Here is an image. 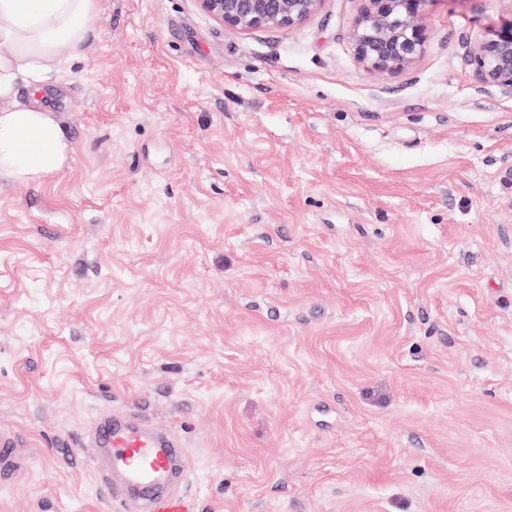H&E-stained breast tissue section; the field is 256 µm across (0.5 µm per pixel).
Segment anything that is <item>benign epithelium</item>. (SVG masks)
Returning a JSON list of instances; mask_svg holds the SVG:
<instances>
[{
    "label": "benign epithelium",
    "mask_w": 512,
    "mask_h": 512,
    "mask_svg": "<svg viewBox=\"0 0 512 512\" xmlns=\"http://www.w3.org/2000/svg\"><path fill=\"white\" fill-rule=\"evenodd\" d=\"M224 25L243 31L285 28L317 11L321 0H199ZM353 31L357 58L378 72L410 64L426 41L425 9L435 0H364ZM471 62L481 81L512 90V19L475 38Z\"/></svg>",
    "instance_id": "obj_1"
}]
</instances>
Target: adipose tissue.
I'll list each match as a JSON object with an SVG mask.
<instances>
[{
  "label": "adipose tissue",
  "mask_w": 512,
  "mask_h": 512,
  "mask_svg": "<svg viewBox=\"0 0 512 512\" xmlns=\"http://www.w3.org/2000/svg\"><path fill=\"white\" fill-rule=\"evenodd\" d=\"M93 11V0H0V174L33 181L66 161L62 129L39 105L19 103L17 84L62 75Z\"/></svg>",
  "instance_id": "adipose-tissue-1"
}]
</instances>
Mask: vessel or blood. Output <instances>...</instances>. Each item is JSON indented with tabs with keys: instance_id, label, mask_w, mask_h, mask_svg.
Returning a JSON list of instances; mask_svg holds the SVG:
<instances>
[{
	"instance_id": "obj_1",
	"label": "vessel or blood",
	"mask_w": 512,
	"mask_h": 512,
	"mask_svg": "<svg viewBox=\"0 0 512 512\" xmlns=\"http://www.w3.org/2000/svg\"><path fill=\"white\" fill-rule=\"evenodd\" d=\"M94 441L106 450L119 480L112 498L121 503L123 512H155L154 499H133L129 493L142 488L165 489L172 484L177 470V441L118 413L98 428ZM19 446L15 430L0 428V469L15 464Z\"/></svg>"
}]
</instances>
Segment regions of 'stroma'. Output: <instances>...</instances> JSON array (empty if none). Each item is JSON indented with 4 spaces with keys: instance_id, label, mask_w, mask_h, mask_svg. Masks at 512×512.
<instances>
[{
    "instance_id": "stroma-1",
    "label": "stroma",
    "mask_w": 512,
    "mask_h": 512,
    "mask_svg": "<svg viewBox=\"0 0 512 512\" xmlns=\"http://www.w3.org/2000/svg\"><path fill=\"white\" fill-rule=\"evenodd\" d=\"M363 6L94 0L20 86L70 153L0 174V512H119L114 409L185 445L158 512H512V91L469 61L512 0H434L386 73ZM322 0H199L213 18L234 29L248 31L285 28L317 11ZM19 446L20 439L15 430L0 428V469L3 474L5 467L15 464Z\"/></svg>"
}]
</instances>
